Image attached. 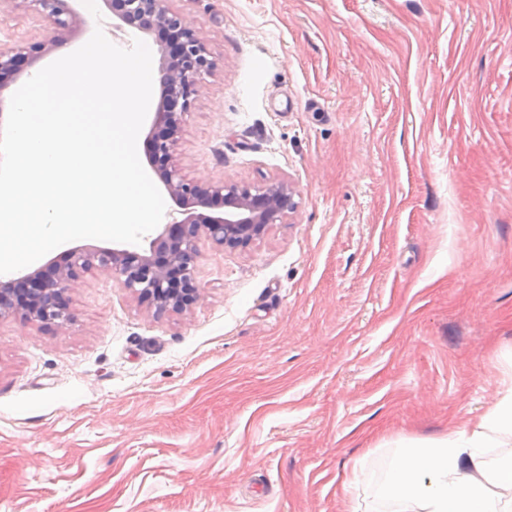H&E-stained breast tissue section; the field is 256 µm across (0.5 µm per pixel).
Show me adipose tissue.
Returning a JSON list of instances; mask_svg holds the SVG:
<instances>
[{
	"instance_id": "obj_1",
	"label": "adipose tissue",
	"mask_w": 512,
	"mask_h": 512,
	"mask_svg": "<svg viewBox=\"0 0 512 512\" xmlns=\"http://www.w3.org/2000/svg\"><path fill=\"white\" fill-rule=\"evenodd\" d=\"M512 432V385L470 428L427 442L402 439L383 480L367 488V458L345 474L346 512H512V463L487 454Z\"/></svg>"
}]
</instances>
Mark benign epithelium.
<instances>
[{
    "mask_svg": "<svg viewBox=\"0 0 512 512\" xmlns=\"http://www.w3.org/2000/svg\"><path fill=\"white\" fill-rule=\"evenodd\" d=\"M35 16L59 30L87 23L80 0H25ZM170 0H104L118 26L143 33L159 29L173 33L176 48H164L159 62V97L147 135L149 162L163 190L182 218L163 224L144 250L128 248H74L61 264L0 278V318L13 316L44 328L61 327L71 320L69 288L83 274L100 272L115 277L146 304L155 320L182 315L203 301L194 277L199 243L207 240L224 249L249 246L283 222L296 207L293 185L273 176L262 184L245 181L190 179L183 173L177 146L185 117L204 94L206 77L215 62L200 29L168 5ZM58 42L0 45V120L12 83L49 54ZM224 202V212L213 213V203Z\"/></svg>",
    "mask_w": 512,
    "mask_h": 512,
    "instance_id": "benign-epithelium-1",
    "label": "benign epithelium"
}]
</instances>
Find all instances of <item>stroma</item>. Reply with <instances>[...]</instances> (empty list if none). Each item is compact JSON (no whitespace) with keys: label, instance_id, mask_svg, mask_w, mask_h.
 Returning a JSON list of instances; mask_svg holds the SVG:
<instances>
[{"label":"stroma","instance_id":"obj_1","mask_svg":"<svg viewBox=\"0 0 512 512\" xmlns=\"http://www.w3.org/2000/svg\"><path fill=\"white\" fill-rule=\"evenodd\" d=\"M217 64L178 153L298 206L162 320L84 274L73 319H0V512H339L385 442L469 426L512 382V0H172ZM0 14V43L95 29Z\"/></svg>","mask_w":512,"mask_h":512}]
</instances>
